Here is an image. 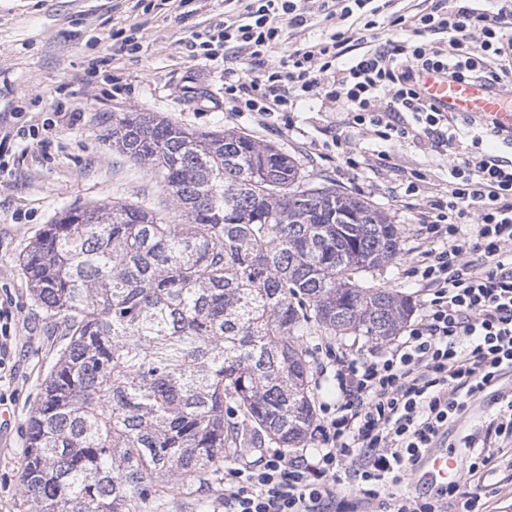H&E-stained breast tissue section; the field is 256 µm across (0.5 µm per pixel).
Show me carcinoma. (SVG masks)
<instances>
[{
	"label": "carcinoma",
	"mask_w": 512,
	"mask_h": 512,
	"mask_svg": "<svg viewBox=\"0 0 512 512\" xmlns=\"http://www.w3.org/2000/svg\"><path fill=\"white\" fill-rule=\"evenodd\" d=\"M112 147L174 217L70 207L23 257L61 342L28 419L27 512H142L243 448L301 447L308 337L383 343L414 309L355 280L399 256V225L275 146L119 112Z\"/></svg>",
	"instance_id": "obj_1"
}]
</instances>
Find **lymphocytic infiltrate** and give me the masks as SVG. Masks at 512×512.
<instances>
[{
  "mask_svg": "<svg viewBox=\"0 0 512 512\" xmlns=\"http://www.w3.org/2000/svg\"><path fill=\"white\" fill-rule=\"evenodd\" d=\"M241 10L188 41L206 62L246 55L253 71L224 73V109L255 121H283L316 98L344 115L326 151L348 167L388 168V146L408 142L436 154L448 170L420 222L428 247L406 260L430 298L406 336L376 361L328 351L339 396L321 405L311 437L315 462L277 449L252 464L224 469V512H336L343 474L361 512H483L472 483L504 461L499 437L512 438V399L496 439H484L466 475L426 495L401 492L423 455L444 439L470 398L512 372V133L480 117L443 112L421 95L422 72L451 70L499 92L512 91V0L498 11L481 0H431L404 25L402 38L379 41L381 6L373 0H322L326 37L272 51L286 30L306 27L298 0H240ZM382 143L367 153L354 141Z\"/></svg>",
  "mask_w": 512,
  "mask_h": 512,
  "instance_id": "f902f5d3",
  "label": "lymphocytic infiltrate"
}]
</instances>
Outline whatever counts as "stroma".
I'll return each mask as SVG.
<instances>
[{
    "label": "stroma",
    "instance_id": "stroma-1",
    "mask_svg": "<svg viewBox=\"0 0 512 512\" xmlns=\"http://www.w3.org/2000/svg\"><path fill=\"white\" fill-rule=\"evenodd\" d=\"M228 0H0V300L12 311L9 371L0 380L7 394L11 424L0 427V512H25L19 475L26 425L60 344L53 336L55 316L32 295L22 257L31 242L69 206L126 199L150 209L167 206L157 179L145 175L112 149V116L117 112H156L194 130L237 129L275 145L298 161L305 174L334 180L345 192L389 213L403 231L402 250L420 246L416 209L400 202L392 186L402 171L377 174L320 159L324 129L339 114L321 101L304 103L293 130L224 110V70H249L245 58L202 66L179 39L223 20ZM137 27L141 52L112 50V34ZM103 66L93 84L77 83L89 62ZM35 124L37 138L16 130ZM368 286L393 289L423 312V290L404 258L361 274ZM341 347L360 360L378 356L376 343L360 336H315L311 353V392L315 403L336 397L332 374L323 373L325 346ZM512 394V373L496 389L468 402L463 421L449 424L443 447L468 469L475 454L467 437L483 439ZM224 481L214 476L203 500L177 489L165 512H224Z\"/></svg>",
    "mask_w": 512,
    "mask_h": 512
}]
</instances>
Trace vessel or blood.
I'll use <instances>...</instances> for the list:
<instances>
[{"instance_id":"b4317fda","label":"vessel or blood","mask_w":512,"mask_h":512,"mask_svg":"<svg viewBox=\"0 0 512 512\" xmlns=\"http://www.w3.org/2000/svg\"><path fill=\"white\" fill-rule=\"evenodd\" d=\"M420 91L441 111L477 115L500 128L512 130V108L506 107L501 96L485 86L429 70L422 75ZM456 472L455 457L433 449L422 457L418 479L421 484L435 488L454 478Z\"/></svg>"}]
</instances>
